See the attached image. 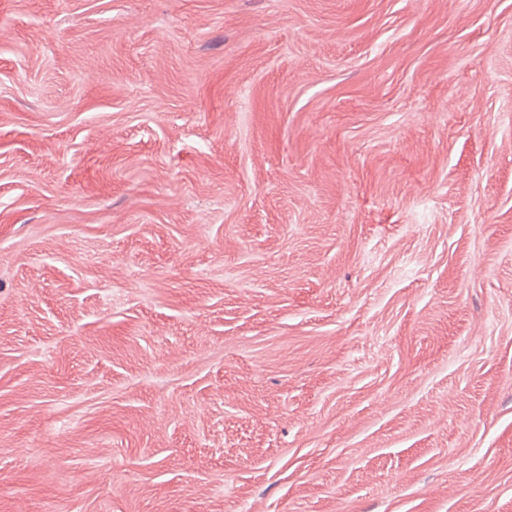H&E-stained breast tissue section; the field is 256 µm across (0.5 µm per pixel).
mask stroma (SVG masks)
<instances>
[{
    "mask_svg": "<svg viewBox=\"0 0 512 512\" xmlns=\"http://www.w3.org/2000/svg\"><path fill=\"white\" fill-rule=\"evenodd\" d=\"M0 512H512V0H0Z\"/></svg>",
    "mask_w": 512,
    "mask_h": 512,
    "instance_id": "stroma-1",
    "label": "stroma"
}]
</instances>
